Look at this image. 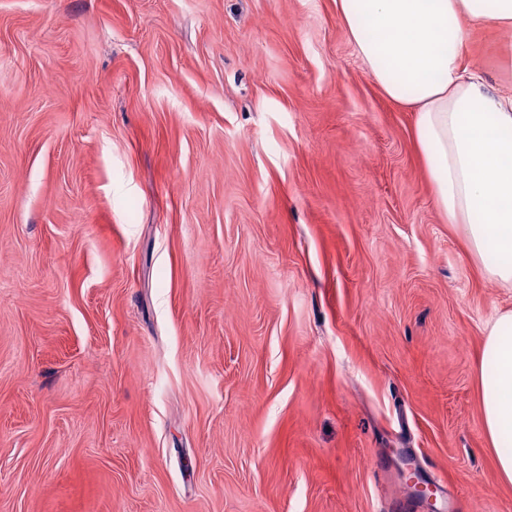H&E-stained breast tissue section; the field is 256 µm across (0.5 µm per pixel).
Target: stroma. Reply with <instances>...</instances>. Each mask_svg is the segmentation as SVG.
Returning <instances> with one entry per match:
<instances>
[{
  "instance_id": "obj_1",
  "label": "stroma",
  "mask_w": 512,
  "mask_h": 512,
  "mask_svg": "<svg viewBox=\"0 0 512 512\" xmlns=\"http://www.w3.org/2000/svg\"><path fill=\"white\" fill-rule=\"evenodd\" d=\"M413 123L335 0H0V512H512ZM404 476L409 485L414 488L415 497L427 509V512H438L434 488L421 481L417 472L412 468H408L404 472Z\"/></svg>"
}]
</instances>
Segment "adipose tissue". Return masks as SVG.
I'll use <instances>...</instances> for the list:
<instances>
[{"mask_svg": "<svg viewBox=\"0 0 512 512\" xmlns=\"http://www.w3.org/2000/svg\"><path fill=\"white\" fill-rule=\"evenodd\" d=\"M375 84L413 112L435 202L458 225L485 280L512 287V93L468 63L469 29L512 30V0H336ZM498 262H487L488 254ZM483 428L512 484V309L481 346Z\"/></svg>", "mask_w": 512, "mask_h": 512, "instance_id": "obj_1", "label": "adipose tissue"}]
</instances>
